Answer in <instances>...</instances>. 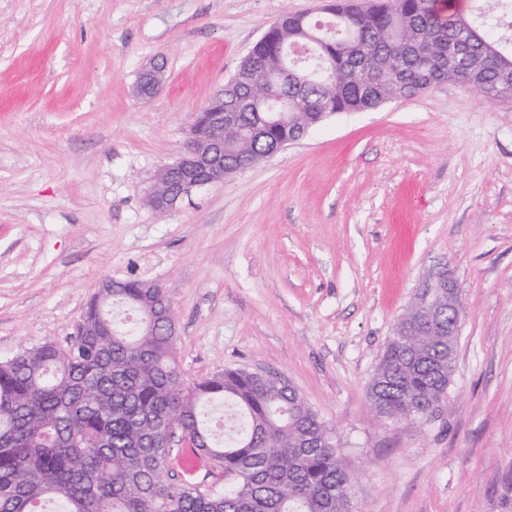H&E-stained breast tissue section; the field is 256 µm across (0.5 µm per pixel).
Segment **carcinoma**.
Returning a JSON list of instances; mask_svg holds the SVG:
<instances>
[{"label": "carcinoma", "instance_id": "carcinoma-1", "mask_svg": "<svg viewBox=\"0 0 512 512\" xmlns=\"http://www.w3.org/2000/svg\"><path fill=\"white\" fill-rule=\"evenodd\" d=\"M468 14L445 15L436 0H328L327 21L282 16L250 49L241 76L198 113L197 146L224 117V178L295 141L324 114L376 109L453 81L477 86L487 101L512 83V52L501 19L512 0H489ZM309 52L283 82L285 50ZM129 305L134 324L110 307ZM422 304L401 322L406 342L388 339L370 384L371 409L384 423L429 421L448 395L454 354L426 323ZM176 315L165 289L128 278L98 290L75 340L20 348L0 359V512H351L352 480L331 429L293 388L243 367L189 383L177 361ZM227 437H214V410ZM178 428L192 454L234 475L224 488L171 477L166 447Z\"/></svg>", "mask_w": 512, "mask_h": 512}]
</instances>
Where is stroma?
Masks as SVG:
<instances>
[{
    "label": "stroma",
    "instance_id": "stroma-1",
    "mask_svg": "<svg viewBox=\"0 0 512 512\" xmlns=\"http://www.w3.org/2000/svg\"><path fill=\"white\" fill-rule=\"evenodd\" d=\"M320 6L0 0V359L67 345L100 281L145 278L173 303L186 378L245 367L307 399L354 512H512V100L446 83L331 117L170 210L145 202L250 47ZM439 264L464 307L448 398L389 425L369 384ZM141 75L143 76L141 84L138 83V93L144 97L154 94L164 81L163 66L158 63L145 68Z\"/></svg>",
    "mask_w": 512,
    "mask_h": 512
}]
</instances>
